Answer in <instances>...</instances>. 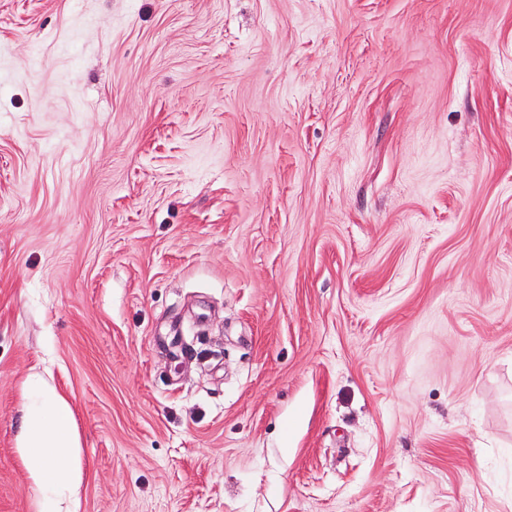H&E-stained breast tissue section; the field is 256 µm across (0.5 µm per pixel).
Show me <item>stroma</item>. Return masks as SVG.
I'll list each match as a JSON object with an SVG mask.
<instances>
[{
    "label": "stroma",
    "instance_id": "stroma-1",
    "mask_svg": "<svg viewBox=\"0 0 512 512\" xmlns=\"http://www.w3.org/2000/svg\"><path fill=\"white\" fill-rule=\"evenodd\" d=\"M512 512V0H0V512ZM17 448L40 498L38 512H75L69 509L83 470L74 412L54 385L40 375L29 382Z\"/></svg>",
    "mask_w": 512,
    "mask_h": 512
}]
</instances>
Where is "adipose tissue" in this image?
<instances>
[{"label":"adipose tissue","mask_w":512,"mask_h":512,"mask_svg":"<svg viewBox=\"0 0 512 512\" xmlns=\"http://www.w3.org/2000/svg\"><path fill=\"white\" fill-rule=\"evenodd\" d=\"M17 448L39 496L38 512H70L83 477L74 412L39 375L29 382Z\"/></svg>","instance_id":"obj_1"}]
</instances>
